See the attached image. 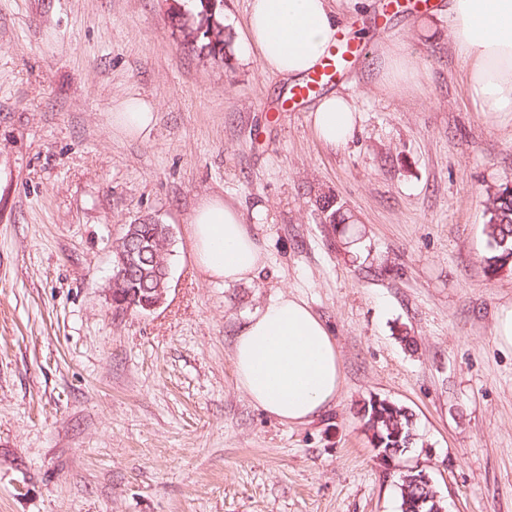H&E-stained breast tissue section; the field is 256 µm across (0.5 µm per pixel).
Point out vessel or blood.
Instances as JSON below:
<instances>
[{
  "mask_svg": "<svg viewBox=\"0 0 512 512\" xmlns=\"http://www.w3.org/2000/svg\"><path fill=\"white\" fill-rule=\"evenodd\" d=\"M366 52L364 42L349 37L346 32H337L332 47L318 68L309 72L301 82L293 85L286 100L291 111H303L306 104L326 87L341 83L352 61Z\"/></svg>",
  "mask_w": 512,
  "mask_h": 512,
  "instance_id": "obj_1",
  "label": "vessel or blood"
}]
</instances>
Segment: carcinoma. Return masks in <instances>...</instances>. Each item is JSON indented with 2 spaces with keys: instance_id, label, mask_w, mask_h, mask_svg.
I'll return each instance as SVG.
<instances>
[{
  "instance_id": "carcinoma-1",
  "label": "carcinoma",
  "mask_w": 512,
  "mask_h": 512,
  "mask_svg": "<svg viewBox=\"0 0 512 512\" xmlns=\"http://www.w3.org/2000/svg\"><path fill=\"white\" fill-rule=\"evenodd\" d=\"M223 2L224 0H217V7L213 12L215 38L211 39L204 34L195 41L200 51L215 61L224 60L231 47L230 39L224 35ZM487 201L485 214L488 219L484 232L491 253L487 257L486 268L488 274L495 275L507 266L512 267V262H508V258L512 256V191L504 184L488 195ZM316 204L323 215L324 223L335 229L341 224L349 223V217L336 206L334 197L321 195ZM135 231L139 241L145 243L149 252L146 253L143 271H135L121 279L112 280V298L128 301L125 306L115 308L117 312L139 311L141 307L135 305L137 296H156L158 289L168 287L169 263L165 245L169 241L168 225L143 222L136 225ZM412 417L413 414L406 408L385 399H371L363 409L365 424L372 431L374 447L392 448L393 455L397 458L413 444L415 434ZM419 475L420 471L411 469L401 476V512H412V504L422 497L428 499L422 512H440L442 506L435 499L436 491H427L421 487L417 482Z\"/></svg>"
}]
</instances>
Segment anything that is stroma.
I'll list each match as a JSON object with an SVG mask.
<instances>
[{
    "instance_id": "obj_1",
    "label": "stroma",
    "mask_w": 512,
    "mask_h": 512,
    "mask_svg": "<svg viewBox=\"0 0 512 512\" xmlns=\"http://www.w3.org/2000/svg\"><path fill=\"white\" fill-rule=\"evenodd\" d=\"M369 49L336 93L360 120L345 145L282 109L288 80L243 41L249 0H224L231 52L173 34L184 0H0V512H400L398 472L425 470L444 512H512V347L495 336L512 269L485 274L484 201L512 181V115L477 111L447 11L364 20ZM398 41L418 76L376 88ZM156 109L144 137L116 106ZM352 216L332 232L315 204ZM237 205L265 269L226 285L195 265L190 219ZM169 225L166 300L115 313L107 283L125 225ZM325 322L343 387L283 423L239 388L235 337L280 293ZM385 399L415 444L389 475L359 414ZM112 121L128 137L135 138L148 134L156 121L154 106L134 98L125 104L124 112H114Z\"/></svg>"
}]
</instances>
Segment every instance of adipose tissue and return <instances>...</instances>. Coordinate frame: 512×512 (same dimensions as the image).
Returning a JSON list of instances; mask_svg holds the SVG:
<instances>
[{
	"instance_id": "1",
	"label": "adipose tissue",
	"mask_w": 512,
	"mask_h": 512,
	"mask_svg": "<svg viewBox=\"0 0 512 512\" xmlns=\"http://www.w3.org/2000/svg\"><path fill=\"white\" fill-rule=\"evenodd\" d=\"M450 30L467 65L465 90L482 112H512V0H450ZM339 19L329 0H249L245 45L262 70L298 79L331 45ZM316 136L348 142L358 114L353 102L331 93L311 114ZM112 120L128 137L148 134L156 121L150 103L134 99ZM192 255L208 277L235 283L255 279L265 257L233 205L214 197L193 213ZM232 364L240 388L266 414L296 424L333 403L342 389V363L323 321L296 296L263 305L235 338Z\"/></svg>"
}]
</instances>
